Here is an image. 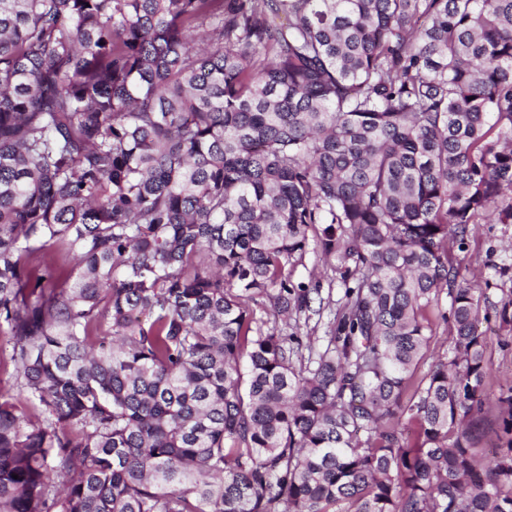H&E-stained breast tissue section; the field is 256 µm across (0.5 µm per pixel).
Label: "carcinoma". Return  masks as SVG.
I'll use <instances>...</instances> for the list:
<instances>
[{
	"mask_svg": "<svg viewBox=\"0 0 512 512\" xmlns=\"http://www.w3.org/2000/svg\"><path fill=\"white\" fill-rule=\"evenodd\" d=\"M486 220L512 0H0V512H512ZM311 249L345 304L298 366L249 302L310 310ZM454 251L465 256L464 285L475 294L486 292L493 302L512 296V224H475L466 251ZM500 268L508 269L505 276L497 272ZM430 327L432 330V341L430 350L425 359L420 363L415 375L416 382H419L427 373L432 361L437 356H443L446 352L450 351V326L446 324L437 314L429 313ZM482 329L487 330L488 340L486 355L491 361L492 372L490 377L491 389L497 390L499 386L512 385V344L508 348H502L499 343V336L512 337L510 328H500L492 319L490 322L482 323ZM498 411L494 406H489L485 411L483 431L479 440L478 448H482L484 462L491 458L496 448L495 431L497 429Z\"/></svg>",
	"mask_w": 512,
	"mask_h": 512,
	"instance_id": "cac0c4a2",
	"label": "carcinoma"
}]
</instances>
